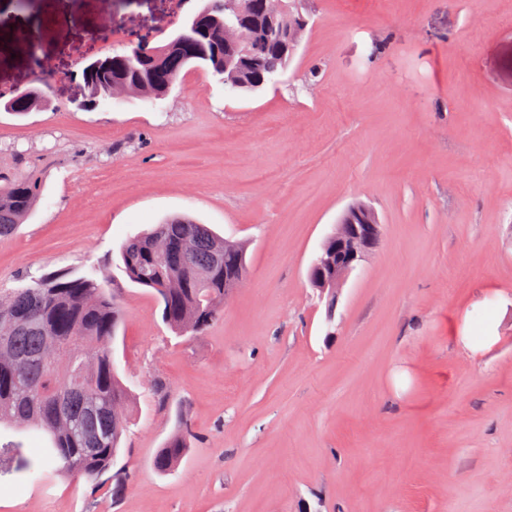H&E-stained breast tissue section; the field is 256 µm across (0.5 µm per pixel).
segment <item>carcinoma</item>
I'll return each mask as SVG.
<instances>
[{
  "mask_svg": "<svg viewBox=\"0 0 512 512\" xmlns=\"http://www.w3.org/2000/svg\"><path fill=\"white\" fill-rule=\"evenodd\" d=\"M304 0H286L281 30L262 26L266 0H206L201 32L178 48H167L155 64L143 65L133 51L115 53L105 70L82 72L87 98L105 100L120 85L129 98L165 96L169 85L188 70L235 82L237 91L255 93L266 62L285 70L295 55L288 30H305ZM251 6L254 65L224 68V23L235 8ZM47 91L27 90L5 110L18 116L39 110ZM40 198L36 180L0 169V238L14 234L34 212ZM128 280L148 289L161 306L162 319L179 336H201L224 314V288L244 279L246 248L224 250V238L207 224L175 216L152 230L129 238L120 249ZM122 316L109 275L95 269L84 275L54 271L32 278L8 292L0 291V425L47 438L36 449L53 465L36 475L92 480L109 469L129 423L130 391L119 380L112 344ZM181 435L153 457L160 475L175 470L186 454Z\"/></svg>",
  "mask_w": 512,
  "mask_h": 512,
  "instance_id": "carcinoma-1",
  "label": "carcinoma"
}]
</instances>
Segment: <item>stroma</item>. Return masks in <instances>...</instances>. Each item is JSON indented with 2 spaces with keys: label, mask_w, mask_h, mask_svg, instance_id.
Returning a JSON list of instances; mask_svg holds the SVG:
<instances>
[{
  "label": "stroma",
  "mask_w": 512,
  "mask_h": 512,
  "mask_svg": "<svg viewBox=\"0 0 512 512\" xmlns=\"http://www.w3.org/2000/svg\"><path fill=\"white\" fill-rule=\"evenodd\" d=\"M204 3L38 0V49L0 33L1 89L38 86L35 52L58 75L47 109L0 110V167L42 182L0 239V289L109 269L132 393L109 471L45 487L39 458L14 462L0 512H512V0H307L257 95L194 70L153 103L80 107L92 58L165 44ZM356 201L382 235L332 300L308 270ZM174 214L247 248L192 339L118 263ZM175 434L187 453L158 475ZM187 444L181 435L174 436L163 448H159L152 460L154 471L160 475L175 470L186 454Z\"/></svg>",
  "instance_id": "1"
}]
</instances>
